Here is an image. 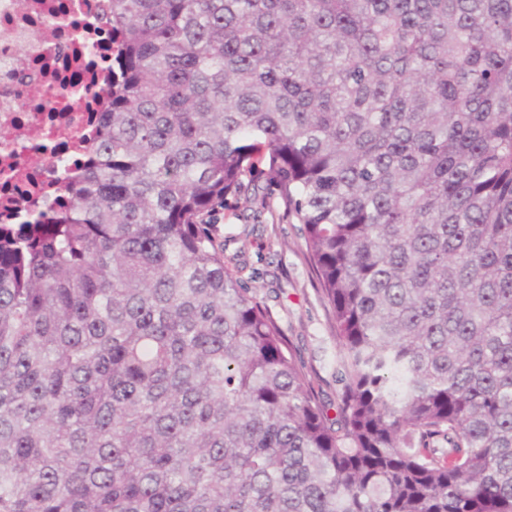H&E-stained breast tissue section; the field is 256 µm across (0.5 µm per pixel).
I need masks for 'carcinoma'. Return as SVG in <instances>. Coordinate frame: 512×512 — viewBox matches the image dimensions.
I'll return each instance as SVG.
<instances>
[{
  "instance_id": "carcinoma-1",
  "label": "carcinoma",
  "mask_w": 512,
  "mask_h": 512,
  "mask_svg": "<svg viewBox=\"0 0 512 512\" xmlns=\"http://www.w3.org/2000/svg\"><path fill=\"white\" fill-rule=\"evenodd\" d=\"M68 207L0 230V512H512V0H112ZM266 174L336 417L206 223Z\"/></svg>"
}]
</instances>
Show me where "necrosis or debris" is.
<instances>
[{
  "instance_id": "obj_1",
  "label": "necrosis or debris",
  "mask_w": 512,
  "mask_h": 512,
  "mask_svg": "<svg viewBox=\"0 0 512 512\" xmlns=\"http://www.w3.org/2000/svg\"><path fill=\"white\" fill-rule=\"evenodd\" d=\"M112 0H0V224L55 205L112 91Z\"/></svg>"
}]
</instances>
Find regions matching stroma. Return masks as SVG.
I'll return each mask as SVG.
<instances>
[{
	"mask_svg": "<svg viewBox=\"0 0 512 512\" xmlns=\"http://www.w3.org/2000/svg\"><path fill=\"white\" fill-rule=\"evenodd\" d=\"M224 256L240 268L244 287L269 311L324 401L332 403L337 345L333 318L306 256L300 226L289 217L272 185L257 197H231L215 212Z\"/></svg>",
	"mask_w": 512,
	"mask_h": 512,
	"instance_id": "stroma-1",
	"label": "stroma"
}]
</instances>
